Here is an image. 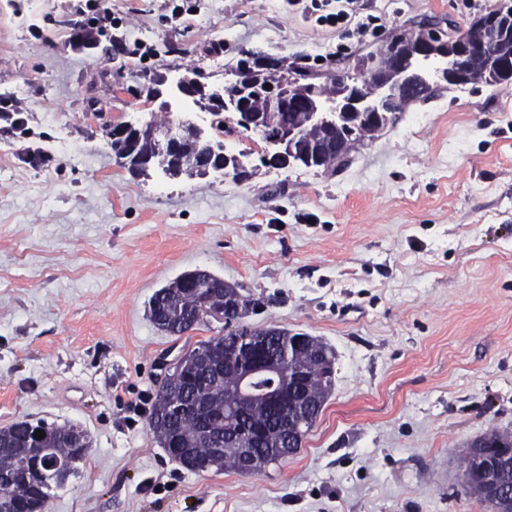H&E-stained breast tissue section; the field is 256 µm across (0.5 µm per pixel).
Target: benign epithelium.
Wrapping results in <instances>:
<instances>
[{
	"label": "benign epithelium",
	"instance_id": "benign-epithelium-1",
	"mask_svg": "<svg viewBox=\"0 0 512 512\" xmlns=\"http://www.w3.org/2000/svg\"><path fill=\"white\" fill-rule=\"evenodd\" d=\"M504 8L495 4L487 13L486 37L473 42L461 35L445 41L441 33L431 30L415 44H389L381 56L376 72L370 78L348 76L338 91L324 95L308 92L303 121L299 125L280 127L269 119V113L282 112L288 105L291 89L283 83L269 84L265 108L250 106L247 99L224 98V88L211 87L195 77L182 76L175 83L172 95L197 108L198 113H185L177 123L164 127L151 120L124 121L114 125L118 136L128 138L133 147L141 139L151 142V152L144 159L145 170L160 169L173 177L185 169L201 175L212 171L230 173L240 161L239 156L226 152L224 143L214 141L206 127L199 123L200 114L224 112V123H240L257 134L288 163L300 162L295 146L307 129H331L339 121L359 119L367 125L386 123L395 114L397 105L410 98L428 94L441 83H462L466 80L463 62L480 56L491 75L512 81V57L501 55L497 48L512 44V17L498 23ZM242 296L233 297L223 309L208 311L219 321H239ZM227 368L235 369L237 382L225 400L224 415L211 414L205 401L191 398L173 402L171 419L191 412L197 416L198 433L211 445L212 452L224 454L229 448H243L262 436V427L252 419V409L262 406L279 415V428L284 443L289 446L301 438L302 427L314 418L313 405L307 399L304 383L306 366L292 363L288 352L280 349L270 336L247 328L225 355L224 364L214 365L210 375L217 382ZM512 448L500 456L501 464L484 465L475 469L474 477L489 488L485 504L491 512L501 507V492L506 489L502 468H511L507 460ZM242 473L252 475L266 465V460L254 454L240 456Z\"/></svg>",
	"mask_w": 512,
	"mask_h": 512
}]
</instances>
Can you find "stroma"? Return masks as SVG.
Listing matches in <instances>:
<instances>
[{
    "mask_svg": "<svg viewBox=\"0 0 512 512\" xmlns=\"http://www.w3.org/2000/svg\"><path fill=\"white\" fill-rule=\"evenodd\" d=\"M495 0H0V427L74 422L93 446L46 512H486L458 462L512 430V83L440 88L348 166L262 164L259 136L210 129L250 173L140 176L113 124L160 112L158 80L227 84L266 57L353 69L397 28L464 27ZM347 10L329 26L319 15ZM204 269L259 299L244 322L321 338L335 388L299 451L266 473L190 472L150 428L178 340L152 295Z\"/></svg>",
    "mask_w": 512,
    "mask_h": 512,
    "instance_id": "obj_1",
    "label": "stroma"
}]
</instances>
